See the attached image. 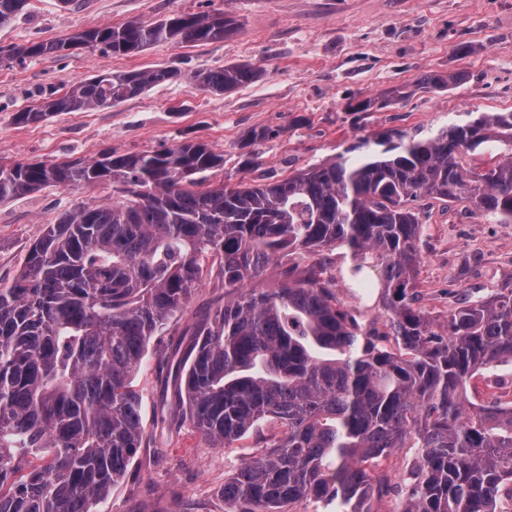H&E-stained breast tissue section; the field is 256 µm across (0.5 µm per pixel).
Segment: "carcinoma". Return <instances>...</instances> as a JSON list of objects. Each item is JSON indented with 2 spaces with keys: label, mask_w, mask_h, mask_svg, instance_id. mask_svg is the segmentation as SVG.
I'll return each instance as SVG.
<instances>
[{
  "label": "carcinoma",
  "mask_w": 512,
  "mask_h": 512,
  "mask_svg": "<svg viewBox=\"0 0 512 512\" xmlns=\"http://www.w3.org/2000/svg\"><path fill=\"white\" fill-rule=\"evenodd\" d=\"M27 0H0V27ZM231 31L222 15L174 12L8 50L20 62L82 46L117 56L161 42L204 44ZM178 76L171 67L90 75L14 114L37 124L110 107ZM261 76L249 64L195 76L224 93ZM454 76L427 74L438 90ZM380 152L235 187L201 174L224 156L199 141L92 161L0 164V203L47 185L108 183L109 204H82L47 225L13 280L0 283V512H96L143 445L132 378L151 339L178 322L217 276L224 305L181 330L184 347L154 353L182 415L215 448L263 421L283 431L224 478L225 512H288L313 499L372 512L383 478L370 465L418 449L396 512H497L512 482V408L479 405L478 375L512 364V289L448 311L418 306L423 198L460 202L512 223V112H487L437 134L388 136ZM489 155L483 164L461 158ZM346 246L348 278L379 288L384 320L340 305L336 278L302 254ZM275 288L249 283L270 266ZM377 271L371 279L367 271Z\"/></svg>",
  "instance_id": "obj_1"
}]
</instances>
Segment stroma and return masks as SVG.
<instances>
[{"label":"stroma","instance_id":"stroma-1","mask_svg":"<svg viewBox=\"0 0 512 512\" xmlns=\"http://www.w3.org/2000/svg\"><path fill=\"white\" fill-rule=\"evenodd\" d=\"M29 0L0 28V47L26 45L106 24H151L173 12L224 15L234 24L224 41L203 46L159 43L129 57L74 50L24 63L0 57V162L89 160L105 150L138 153L195 139L223 154L210 184L288 178L335 158L362 139L402 131L419 139L484 112H512V0ZM249 63L261 78L222 94L201 91L196 73ZM173 66L178 80L153 86L115 107L65 112L36 125L13 115L40 95L101 72ZM459 77L440 91L420 89L423 74ZM267 128L260 144L246 136ZM112 187L47 186L0 204V281L21 268L29 244L75 206L108 203ZM420 305L438 322L466 301L512 288V224L471 215L463 204L420 206ZM336 295L368 315L382 311L379 290L351 287L348 248L325 253ZM134 383L142 396L147 442L127 476L98 512H224V477L255 454L259 436L214 448L183 423L173 395L163 393L155 360ZM417 451L401 448L377 469L394 473L373 512H395Z\"/></svg>","mask_w":512,"mask_h":512}]
</instances>
